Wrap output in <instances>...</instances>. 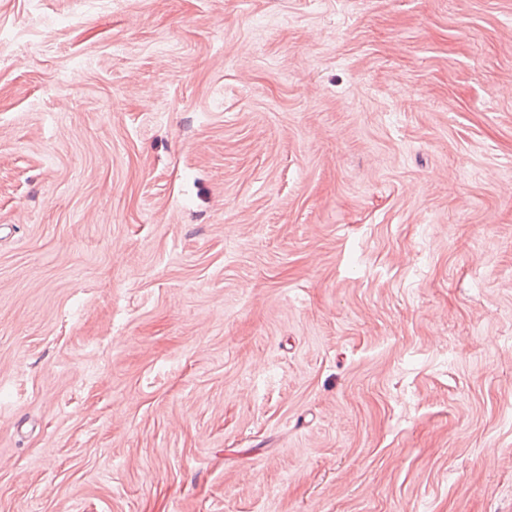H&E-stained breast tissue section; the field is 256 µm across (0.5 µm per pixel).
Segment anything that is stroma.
<instances>
[{"label": "stroma", "mask_w": 512, "mask_h": 512, "mask_svg": "<svg viewBox=\"0 0 512 512\" xmlns=\"http://www.w3.org/2000/svg\"><path fill=\"white\" fill-rule=\"evenodd\" d=\"M0 512H512V0H0Z\"/></svg>", "instance_id": "obj_1"}]
</instances>
